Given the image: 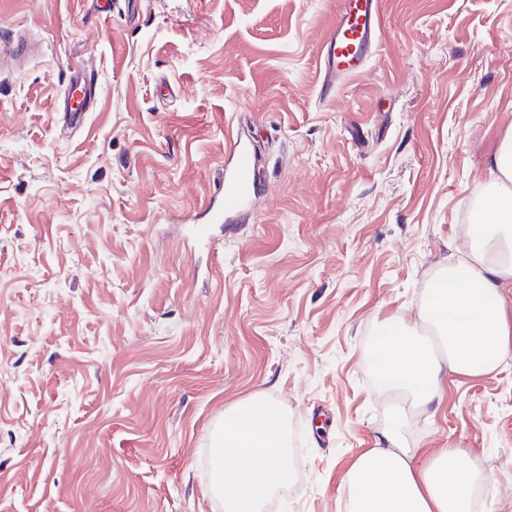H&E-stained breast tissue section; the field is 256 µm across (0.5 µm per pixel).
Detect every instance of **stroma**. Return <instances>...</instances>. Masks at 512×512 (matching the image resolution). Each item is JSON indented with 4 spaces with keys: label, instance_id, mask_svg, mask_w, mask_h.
Segmentation results:
<instances>
[{
    "label": "stroma",
    "instance_id": "obj_1",
    "mask_svg": "<svg viewBox=\"0 0 512 512\" xmlns=\"http://www.w3.org/2000/svg\"><path fill=\"white\" fill-rule=\"evenodd\" d=\"M337 0H0L42 53L0 74V512H224V410L278 405L300 468L274 512H345L392 412L369 350L412 318L512 128V0H382L366 69L322 98ZM99 94L75 129L70 67ZM248 212L198 244L225 133ZM409 441L512 512V362L449 374Z\"/></svg>",
    "mask_w": 512,
    "mask_h": 512
}]
</instances>
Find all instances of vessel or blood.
Listing matches in <instances>:
<instances>
[{"mask_svg": "<svg viewBox=\"0 0 512 512\" xmlns=\"http://www.w3.org/2000/svg\"><path fill=\"white\" fill-rule=\"evenodd\" d=\"M381 33L379 0H339L336 22L325 47V77L322 94L354 74L365 70ZM68 127L82 124L89 102L98 92L93 69L80 66L69 72ZM225 154L224 178L213 189L203 222L193 224L192 234L198 241L212 238V227L229 218L246 213L257 183V167L249 146L238 137L229 138Z\"/></svg>", "mask_w": 512, "mask_h": 512, "instance_id": "obj_1", "label": "vessel or blood"}]
</instances>
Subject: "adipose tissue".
<instances>
[{"mask_svg": "<svg viewBox=\"0 0 512 512\" xmlns=\"http://www.w3.org/2000/svg\"><path fill=\"white\" fill-rule=\"evenodd\" d=\"M489 191L477 210L470 263L453 267V287L433 281L414 319L383 328L378 386L416 408L436 411L448 374L487 375L512 356V130L491 156ZM405 413L393 414L381 445L367 450L342 483L347 512H473L479 468L448 448L426 461L406 445ZM285 418L255 395L224 412L218 474L209 492L224 512H262L271 492L288 481Z\"/></svg>", "mask_w": 512, "mask_h": 512, "instance_id": "obj_1", "label": "adipose tissue"}]
</instances>
